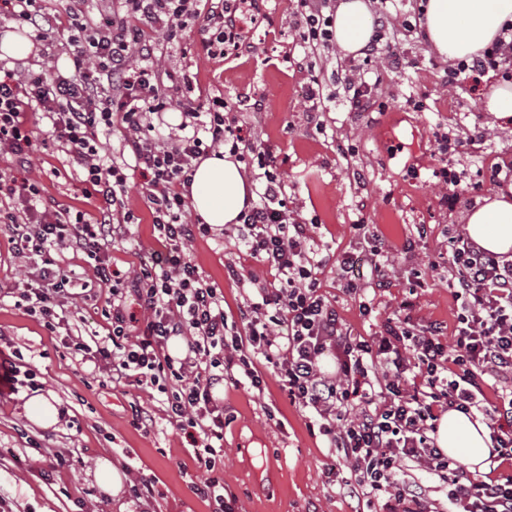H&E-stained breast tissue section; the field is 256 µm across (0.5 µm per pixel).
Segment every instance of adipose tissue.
Instances as JSON below:
<instances>
[{
	"label": "adipose tissue",
	"mask_w": 512,
	"mask_h": 512,
	"mask_svg": "<svg viewBox=\"0 0 512 512\" xmlns=\"http://www.w3.org/2000/svg\"><path fill=\"white\" fill-rule=\"evenodd\" d=\"M512 21V0H428L424 27L429 43L441 57L463 59L485 49ZM366 0H341L334 22L337 48L357 53L371 38ZM252 197L241 165L229 153L201 159L189 186V201L203 223L221 228L237 223ZM467 234L479 246L495 253L512 251V197L498 192L478 199L467 212ZM437 443L448 456L482 467L490 446L489 430L481 418L451 411L437 433Z\"/></svg>",
	"instance_id": "ef3b65f1"
}]
</instances>
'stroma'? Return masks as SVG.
<instances>
[{"mask_svg":"<svg viewBox=\"0 0 512 512\" xmlns=\"http://www.w3.org/2000/svg\"><path fill=\"white\" fill-rule=\"evenodd\" d=\"M269 23L247 28L239 57L210 55L202 43L199 19H189L180 41L162 44L160 68L180 84V100L208 107L213 97L237 108L240 100L261 98L260 115L238 111L244 133L260 140L282 162L290 208L317 217L313 237L321 250L360 253L352 226L365 221L389 246L395 262L394 285L373 299V311H360V298L349 292L336 267L321 274L322 291L355 336H378L387 319L421 327L432 322L445 328L443 341L454 340L457 303L448 286V270L437 260L448 239L464 229V216L481 192L468 186L478 170L512 166V122L485 112L484 99L499 77L468 94L441 83L448 62L429 46L425 35L400 44L412 65L384 68L369 112H350L340 105L341 64L336 46L304 54L295 40L302 22L295 0H264ZM66 31L36 42L35 56L19 67L46 74H69L74 67L65 47ZM318 77L324 100L322 128L309 120L307 89ZM36 149L26 175L43 186L42 205L96 215V201L81 191L80 178L68 156L57 150L40 115H31ZM489 136L481 151H452L448 165L461 176L467 191L455 209L441 205L442 191L431 184L432 165L440 155L442 135L466 138L474 125ZM349 153H341V146ZM417 166L420 177L408 166ZM143 178L128 180L126 204L135 219L130 226L143 250L155 249L156 232L143 195ZM200 273L224 292V310L237 317L251 283H237L225 274L232 264L254 273L260 281L272 276L239 246L234 232L197 239L188 249ZM73 334L106 335L108 323L97 302L75 297L65 308ZM0 332L10 336L34 380L19 377L15 389L0 388V512H213L212 503L198 498L193 482L202 475L193 449L182 431L167 421L156 392L125 385H100L79 373L63 333H50L39 317L0 300ZM52 394L66 414L44 429L25 415L23 404L32 384ZM151 411L150 427L134 424L132 406ZM224 408L234 417L224 429V494L235 498L237 512H354L357 501L329 479L350 475L340 455L321 436L311 435L304 412L267 375L264 393L228 387ZM72 460L56 468L55 453ZM110 458L125 480L148 482L152 495L132 500L128 492L105 494L97 485V458Z\"/></svg>","mask_w":512,"mask_h":512,"instance_id":"1","label":"stroma"}]
</instances>
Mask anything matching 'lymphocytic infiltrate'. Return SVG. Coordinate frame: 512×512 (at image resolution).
<instances>
[{"label":"lymphocytic infiltrate","instance_id":"lymphocytic-infiltrate-1","mask_svg":"<svg viewBox=\"0 0 512 512\" xmlns=\"http://www.w3.org/2000/svg\"><path fill=\"white\" fill-rule=\"evenodd\" d=\"M43 2L0 0V16L28 25L44 41L53 21ZM203 2L207 50L238 54L241 19L260 14L259 0ZM330 2L298 0L305 18L298 42L305 53L318 52L332 39ZM191 7L192 0H117L118 13L105 26L83 25L70 35L74 71L67 76L48 80L0 61V150L16 166L28 167L33 143L26 114L42 113L86 194L98 201L91 221L67 209L41 212L37 181L0 175V195L20 203L0 208V227L14 253L30 264L29 286H1L0 299L18 298L47 330L56 331L57 310L76 287L60 264V251L93 260L96 279L111 288L103 308L108 333L90 343L69 335L64 343L79 365L93 366L118 384L157 391L170 423L186 432L207 474L195 485L196 494L215 501L219 512H235V503L225 499L219 474L230 419L213 391L243 382L264 390L268 367L291 401L313 413L329 447L346 459L352 479L345 487L357 500L356 512H432L421 486L406 477L407 460L446 484L448 512H512V473L472 472L435 440L448 411L494 414L502 424L491 434L488 461H512V259L484 251L465 233L450 237L448 285L458 303L454 345L441 341L439 326L418 330L405 321L386 324L381 336H351L318 278L329 263L346 268L350 256L333 258L312 249L315 221L289 208L276 156L228 120L223 98H213L204 115L184 103L185 120L174 133L156 132L150 121L167 110L170 99L164 72L155 64L156 44L146 32H161L168 42L179 38ZM392 21L403 35L416 30L409 14L380 10L364 63L378 56L403 65L397 42L385 37ZM492 71L512 79V22L490 47L448 68L447 84L466 82L475 92ZM116 119L126 130L122 148L112 157L100 155L99 139ZM210 146L227 147L238 161H256L262 171L256 201L239 216L237 238L274 271L278 284L260 287L245 300L238 327L228 322L222 290L202 277L188 254L189 243L210 235L211 225L182 218L193 162ZM132 169L145 181L165 251L141 255L138 272L124 279L112 269L107 250L125 239L132 219L125 210ZM355 229L368 244L370 277L349 282V290L391 287L388 247L365 224ZM327 354L336 361L331 374L321 368ZM491 378L504 385L492 408L484 395Z\"/></svg>","mask_w":512,"mask_h":512}]
</instances>
